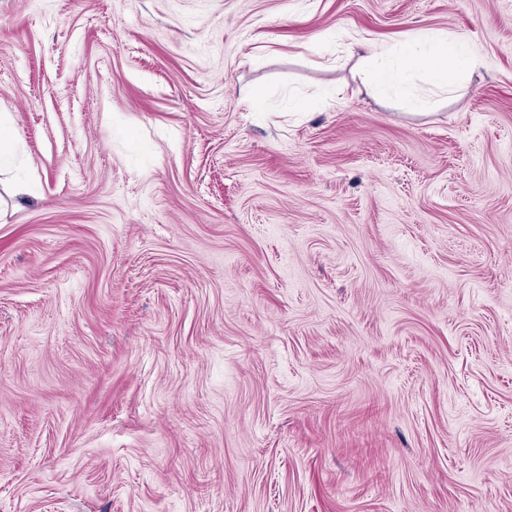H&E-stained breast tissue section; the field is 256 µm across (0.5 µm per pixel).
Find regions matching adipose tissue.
Segmentation results:
<instances>
[{"label":"adipose tissue","instance_id":"adipose-tissue-1","mask_svg":"<svg viewBox=\"0 0 512 512\" xmlns=\"http://www.w3.org/2000/svg\"><path fill=\"white\" fill-rule=\"evenodd\" d=\"M482 59L470 44L457 37L423 32L414 41L395 51L370 49L361 55L357 66L368 73L366 85L374 93L388 90L407 74L422 73L428 83L445 96L460 93L461 71L481 67Z\"/></svg>","mask_w":512,"mask_h":512}]
</instances>
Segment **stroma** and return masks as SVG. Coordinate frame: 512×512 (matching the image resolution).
I'll return each instance as SVG.
<instances>
[{
  "instance_id": "obj_1",
  "label": "stroma",
  "mask_w": 512,
  "mask_h": 512,
  "mask_svg": "<svg viewBox=\"0 0 512 512\" xmlns=\"http://www.w3.org/2000/svg\"><path fill=\"white\" fill-rule=\"evenodd\" d=\"M0 125V512H512V0H0ZM367 52L359 57L356 66L368 73L363 84L377 94L387 91L394 82L403 81L407 74L420 72L437 91L456 96L463 88L461 71L475 70L483 63L467 41L432 32L418 34L413 42L394 52L376 48Z\"/></svg>"
}]
</instances>
